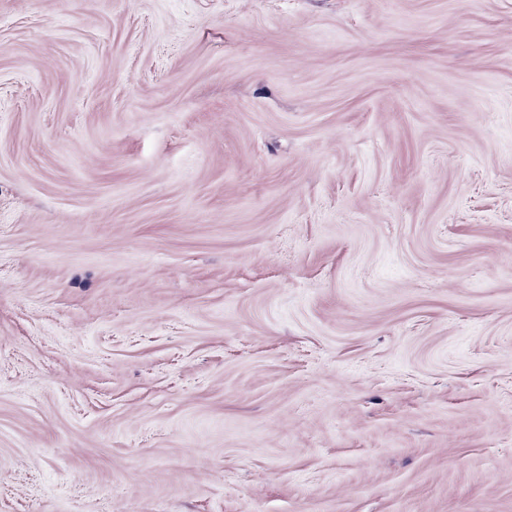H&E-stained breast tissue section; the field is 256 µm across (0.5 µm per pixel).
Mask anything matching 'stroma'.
Instances as JSON below:
<instances>
[{"instance_id": "obj_1", "label": "stroma", "mask_w": 512, "mask_h": 512, "mask_svg": "<svg viewBox=\"0 0 512 512\" xmlns=\"http://www.w3.org/2000/svg\"><path fill=\"white\" fill-rule=\"evenodd\" d=\"M0 512H512V0H0Z\"/></svg>"}]
</instances>
